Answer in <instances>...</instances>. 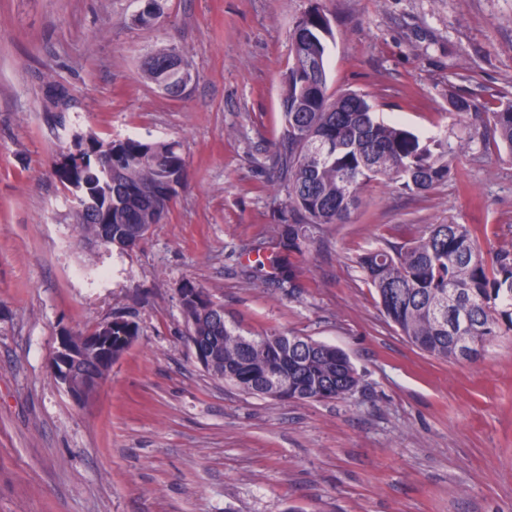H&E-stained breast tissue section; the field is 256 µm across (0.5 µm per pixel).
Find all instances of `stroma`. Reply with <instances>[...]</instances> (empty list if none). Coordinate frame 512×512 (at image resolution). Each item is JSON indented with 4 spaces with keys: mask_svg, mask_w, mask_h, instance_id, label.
<instances>
[{
    "mask_svg": "<svg viewBox=\"0 0 512 512\" xmlns=\"http://www.w3.org/2000/svg\"><path fill=\"white\" fill-rule=\"evenodd\" d=\"M314 5L334 33L329 93L366 94L380 119L447 141L451 163L427 192L364 185L346 223L289 256L288 288L257 260L281 254L272 156L290 31ZM139 8L0 0V512H512V333L474 363L434 358L357 263L449 220L512 249V152L449 105L512 99V0H167L148 27ZM167 46L193 74L180 98L142 70ZM77 133L180 147L184 183L131 251L72 232L54 167ZM188 283L251 335L340 347L360 388L279 401L213 379L188 341ZM116 317L139 334L75 401L51 375L58 338Z\"/></svg>",
    "mask_w": 512,
    "mask_h": 512,
    "instance_id": "stroma-1",
    "label": "stroma"
}]
</instances>
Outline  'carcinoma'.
<instances>
[{
    "instance_id": "obj_1",
    "label": "carcinoma",
    "mask_w": 512,
    "mask_h": 512,
    "mask_svg": "<svg viewBox=\"0 0 512 512\" xmlns=\"http://www.w3.org/2000/svg\"><path fill=\"white\" fill-rule=\"evenodd\" d=\"M329 35L330 21L317 6L298 18L290 34L293 64L285 77L284 124L273 163L278 192L284 194L279 247L289 254L303 252L327 225L345 223L368 181L426 192L448 178V144L424 141L378 119L363 94L327 93ZM172 52L166 48L148 56V79L167 78L165 62ZM486 123L512 152V102L486 113ZM106 155L120 174L116 185L99 169ZM184 169L174 143L134 138L104 143L90 136L61 155L55 174L72 195L95 202L91 212L81 203L75 209L77 235L89 245L131 250L143 225L161 222L157 193L176 191ZM106 226L112 227L110 243L100 242ZM479 234L474 224H433L424 235L389 242L358 259L386 318L412 344L445 361L474 362L488 342L512 332V251L484 253ZM185 288L189 339L203 347L205 369L215 379L280 401H334L360 387L361 376L341 349L294 334L247 336L226 321L223 306L203 289ZM112 336V353H122L138 327L115 319Z\"/></svg>"
}]
</instances>
